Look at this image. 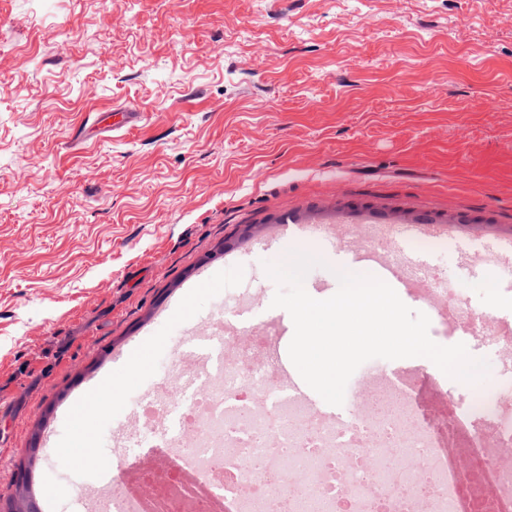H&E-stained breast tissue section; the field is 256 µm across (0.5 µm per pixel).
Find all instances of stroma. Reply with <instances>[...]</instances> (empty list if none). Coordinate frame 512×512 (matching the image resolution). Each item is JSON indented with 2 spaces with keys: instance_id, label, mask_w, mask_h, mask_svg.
I'll use <instances>...</instances> for the list:
<instances>
[{
  "instance_id": "1",
  "label": "stroma",
  "mask_w": 512,
  "mask_h": 512,
  "mask_svg": "<svg viewBox=\"0 0 512 512\" xmlns=\"http://www.w3.org/2000/svg\"><path fill=\"white\" fill-rule=\"evenodd\" d=\"M133 107L137 127L88 140L97 115ZM435 219L444 244L402 230ZM289 220L368 236L392 261L423 255L436 285L460 299V322L431 318L438 344L464 343L490 369L477 385L423 357L372 359L426 371L457 407L500 377L512 354V0H0V512L30 459L87 380L111 374L117 410L88 415L92 463L57 466L52 512H81L82 488L130 492L166 460L124 446L140 407L189 378L215 326L234 335L249 310L257 344H287L289 313L272 307L264 269L310 238ZM213 291L188 296L202 271ZM493 280L495 298L472 285ZM491 316L468 329L464 316ZM150 349L133 372L124 356Z\"/></svg>"
}]
</instances>
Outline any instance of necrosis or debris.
<instances>
[{
  "label": "necrosis or debris",
  "instance_id": "obj_1",
  "mask_svg": "<svg viewBox=\"0 0 512 512\" xmlns=\"http://www.w3.org/2000/svg\"><path fill=\"white\" fill-rule=\"evenodd\" d=\"M212 338L234 365L198 356L201 389L143 407L147 440L177 459L142 476L160 512H183L181 476L199 488L193 512H503L512 502V465L500 455L512 447L511 380L471 397L469 410L490 417L492 432L471 434L451 455L397 387L350 394L349 421L333 422L275 383L253 345L219 330ZM169 411L172 426L156 429Z\"/></svg>",
  "mask_w": 512,
  "mask_h": 512
}]
</instances>
